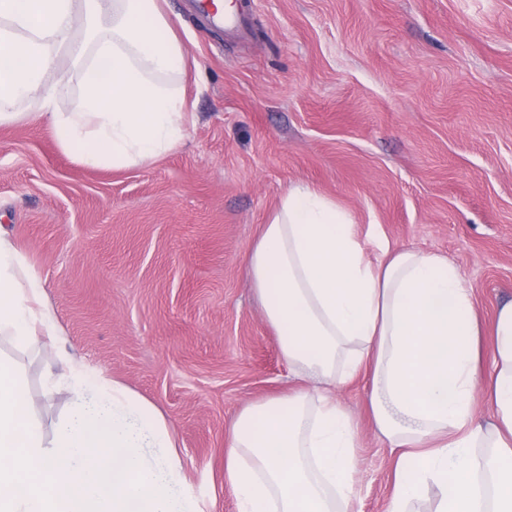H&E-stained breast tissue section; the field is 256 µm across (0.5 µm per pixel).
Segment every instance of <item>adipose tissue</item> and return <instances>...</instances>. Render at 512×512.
I'll list each match as a JSON object with an SVG mask.
<instances>
[{
    "label": "adipose tissue",
    "mask_w": 512,
    "mask_h": 512,
    "mask_svg": "<svg viewBox=\"0 0 512 512\" xmlns=\"http://www.w3.org/2000/svg\"><path fill=\"white\" fill-rule=\"evenodd\" d=\"M61 53L79 69L73 112L54 111L43 81ZM184 67L161 0H0V125L37 99L82 164L124 168L176 149L187 107L166 79ZM247 267L283 356L317 387L231 422L224 482L238 512H354L359 432L332 389L365 369L374 425L395 457L387 512H407L431 484L436 512H512V302L488 326L446 256L387 247L368 260L346 211L308 186L282 196ZM56 333L38 273L0 232V335L24 345Z\"/></svg>",
    "instance_id": "obj_1"
}]
</instances>
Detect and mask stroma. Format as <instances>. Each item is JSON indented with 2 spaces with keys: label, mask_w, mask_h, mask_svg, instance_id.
<instances>
[{
  "label": "stroma",
  "mask_w": 512,
  "mask_h": 512,
  "mask_svg": "<svg viewBox=\"0 0 512 512\" xmlns=\"http://www.w3.org/2000/svg\"><path fill=\"white\" fill-rule=\"evenodd\" d=\"M166 12L186 58L175 151L83 165L22 102L0 125V225L38 272L58 327L24 346L46 438L77 361L166 415L206 512H237L225 435L247 406L302 389L255 295L247 256L285 192L347 210L382 244L447 256L485 321L512 302V0H247L239 38L190 6ZM363 373L336 399L359 428L357 512H385L394 457Z\"/></svg>",
  "instance_id": "1"
}]
</instances>
